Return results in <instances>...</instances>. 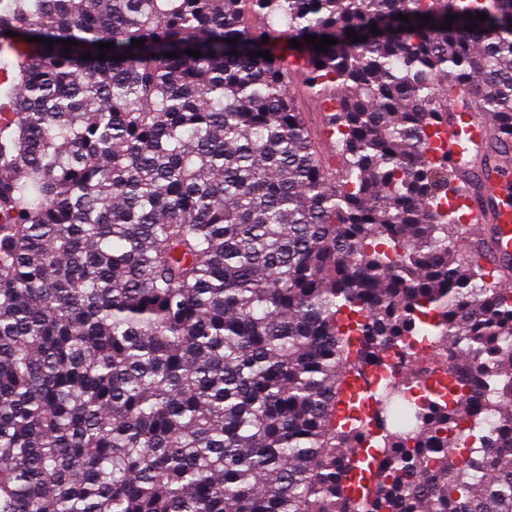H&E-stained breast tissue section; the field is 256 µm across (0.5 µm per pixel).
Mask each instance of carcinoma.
<instances>
[{
  "mask_svg": "<svg viewBox=\"0 0 512 512\" xmlns=\"http://www.w3.org/2000/svg\"><path fill=\"white\" fill-rule=\"evenodd\" d=\"M6 59L0 512H512V288L440 144L463 106L512 156V0H0ZM414 336L444 382L359 419ZM288 89L290 92V97L293 98L299 107L300 111L303 112L304 118L308 122L311 130L316 135V138H323L321 133L322 127V119L321 114L318 109H313L311 107V100L305 95L301 85L298 86L296 82H289ZM427 347V348H426ZM429 350L423 340L412 339L406 341L399 351L382 352L377 351V356L364 363L361 373L369 379L366 387L369 391H381L384 387H395L401 384L407 374L409 365L423 351Z\"/></svg>",
  "mask_w": 512,
  "mask_h": 512,
  "instance_id": "cac0c4a2",
  "label": "carcinoma"
}]
</instances>
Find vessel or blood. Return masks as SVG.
<instances>
[{
	"mask_svg": "<svg viewBox=\"0 0 512 512\" xmlns=\"http://www.w3.org/2000/svg\"><path fill=\"white\" fill-rule=\"evenodd\" d=\"M490 125L489 118L458 112L443 139L463 176L474 184L468 200L475 226L472 244L499 272L501 284L507 286L512 284V168H488L472 162L486 146Z\"/></svg>",
	"mask_w": 512,
	"mask_h": 512,
	"instance_id": "1",
	"label": "vessel or blood"
}]
</instances>
